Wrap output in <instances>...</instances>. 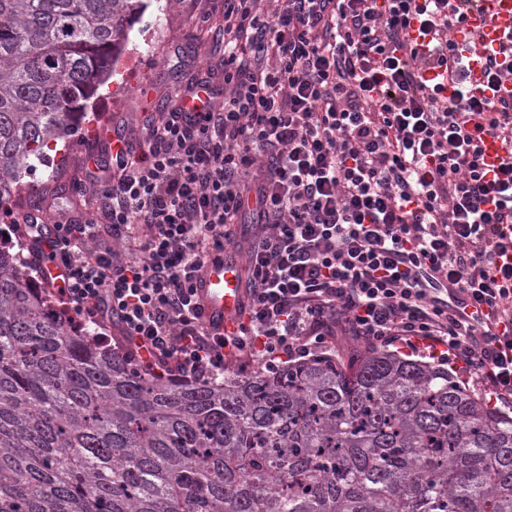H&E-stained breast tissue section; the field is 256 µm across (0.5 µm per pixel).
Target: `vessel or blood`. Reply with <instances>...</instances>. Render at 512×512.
Segmentation results:
<instances>
[{"mask_svg":"<svg viewBox=\"0 0 512 512\" xmlns=\"http://www.w3.org/2000/svg\"><path fill=\"white\" fill-rule=\"evenodd\" d=\"M466 29L477 44L493 45L499 60L512 62V0H479L478 8L467 16ZM483 149L487 164L512 161V145L497 138H486ZM36 258L41 280L48 287H60L63 267L50 258L48 251L38 252ZM197 298L210 331L223 332L236 322L246 303L245 270L237 256L208 262L202 268Z\"/></svg>","mask_w":512,"mask_h":512,"instance_id":"vessel-or-blood-1","label":"vessel or blood"}]
</instances>
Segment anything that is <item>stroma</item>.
<instances>
[{
    "instance_id": "obj_1",
    "label": "stroma",
    "mask_w": 512,
    "mask_h": 512,
    "mask_svg": "<svg viewBox=\"0 0 512 512\" xmlns=\"http://www.w3.org/2000/svg\"><path fill=\"white\" fill-rule=\"evenodd\" d=\"M129 42L137 47L127 59L134 74L121 97H113L111 85L99 88L90 101L97 120L173 106V89L194 78L209 77L218 91L224 87V0H152ZM142 83L148 86L144 101L135 95ZM100 153L87 128H80L57 169L41 166L26 177L25 198L40 204L52 221L62 207L96 213L98 199L86 174Z\"/></svg>"
}]
</instances>
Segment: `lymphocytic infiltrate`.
I'll use <instances>...</instances> for the list:
<instances>
[{"mask_svg":"<svg viewBox=\"0 0 512 512\" xmlns=\"http://www.w3.org/2000/svg\"><path fill=\"white\" fill-rule=\"evenodd\" d=\"M261 3L224 0L223 101L147 116L140 142L96 160L106 224L28 225L66 270L62 301L186 380L231 357L272 368L335 335L418 337L511 404L512 264L497 255L512 163L489 168L480 142H512V101L468 89L451 31L473 0ZM435 68L453 97L423 83ZM231 243L246 255V318L215 335L195 281Z\"/></svg>","mask_w":512,"mask_h":512,"instance_id":"f902f5d3","label":"lymphocytic infiltrate"}]
</instances>
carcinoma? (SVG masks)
Masks as SVG:
<instances>
[{"label":"carcinoma","instance_id":"1","mask_svg":"<svg viewBox=\"0 0 512 512\" xmlns=\"http://www.w3.org/2000/svg\"><path fill=\"white\" fill-rule=\"evenodd\" d=\"M151 0H0V208ZM0 243V512H512V416L388 349L177 380L76 331Z\"/></svg>","mask_w":512,"mask_h":512}]
</instances>
